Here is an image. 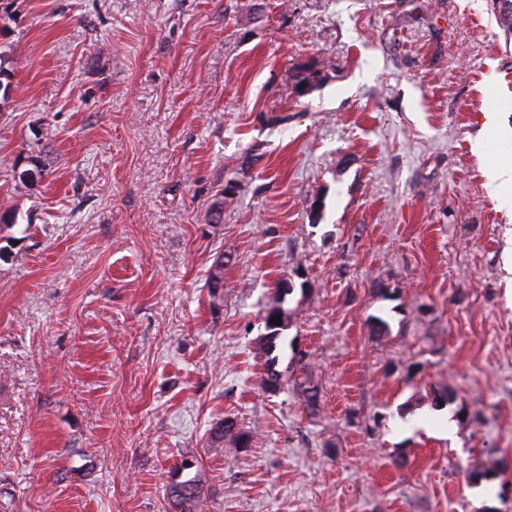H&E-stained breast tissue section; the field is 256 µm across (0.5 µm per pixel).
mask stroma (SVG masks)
<instances>
[{"label":"stroma","mask_w":512,"mask_h":512,"mask_svg":"<svg viewBox=\"0 0 512 512\" xmlns=\"http://www.w3.org/2000/svg\"><path fill=\"white\" fill-rule=\"evenodd\" d=\"M509 71L491 0H0V512H512ZM285 283V281H282L277 287H276V292H277V296L275 298V304H277L276 306H273V310L272 311H269L266 315V328L267 330L269 331L268 335L266 336V341H265V350H266V353L269 354V356L271 355V353L275 350L276 348V340L279 338V334L280 332H278L280 329H281V325H282V308L279 306L281 305L282 303H284V300H285V296L289 293H285L284 292V289L285 288H281V285ZM279 304V305H278ZM276 317H280V325H276L275 328H269V322L272 320V319H275ZM195 480H187L178 486H174L170 492L171 500L182 498V510L179 512H198L202 505V497Z\"/></svg>","instance_id":"1"}]
</instances>
